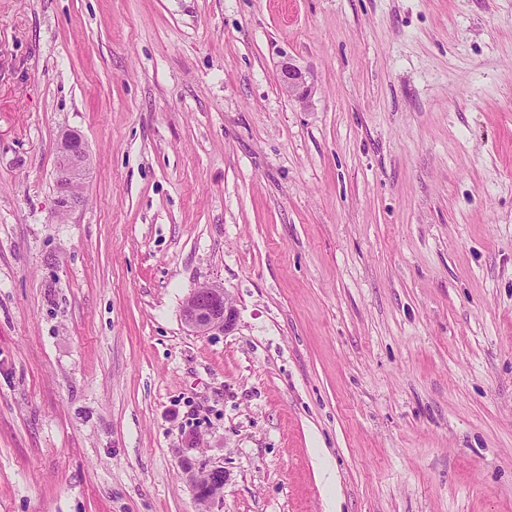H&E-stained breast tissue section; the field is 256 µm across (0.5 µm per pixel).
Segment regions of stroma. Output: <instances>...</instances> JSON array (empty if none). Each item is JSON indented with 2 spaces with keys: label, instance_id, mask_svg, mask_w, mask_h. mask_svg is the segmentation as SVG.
Returning <instances> with one entry per match:
<instances>
[{
  "label": "stroma",
  "instance_id": "stroma-1",
  "mask_svg": "<svg viewBox=\"0 0 512 512\" xmlns=\"http://www.w3.org/2000/svg\"><path fill=\"white\" fill-rule=\"evenodd\" d=\"M0 512H512V0H0ZM280 80L284 89L297 100L305 101L310 96V89L306 85V78L302 70L291 62L282 65ZM88 166L87 144L81 135L75 133V138L63 143L59 150L56 190L57 205L62 211H69L80 204ZM184 322L196 335H206L213 330L228 333L236 324V310L223 288L204 285L188 297Z\"/></svg>",
  "mask_w": 512,
  "mask_h": 512
}]
</instances>
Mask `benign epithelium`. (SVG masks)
Segmentation results:
<instances>
[{
    "mask_svg": "<svg viewBox=\"0 0 512 512\" xmlns=\"http://www.w3.org/2000/svg\"><path fill=\"white\" fill-rule=\"evenodd\" d=\"M280 80L284 89L297 100L303 102L310 96L306 78L295 64L287 62L282 65ZM88 166L87 144L77 134L59 150L56 184L57 205L61 210L69 211L80 204ZM184 322L197 335H206L213 330L228 333L236 324V310L224 289L204 285L195 289L188 297Z\"/></svg>",
    "mask_w": 512,
    "mask_h": 512,
    "instance_id": "1",
    "label": "benign epithelium"
}]
</instances>
